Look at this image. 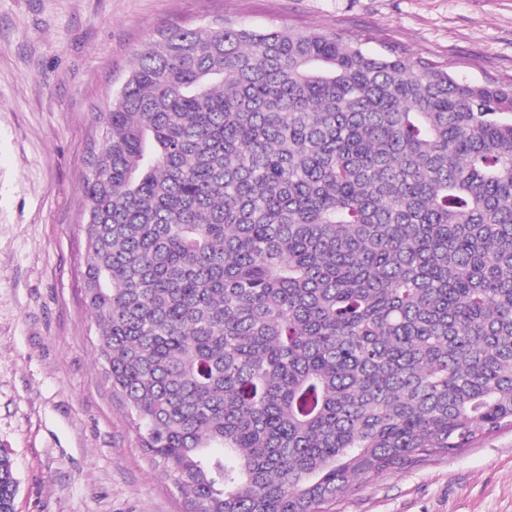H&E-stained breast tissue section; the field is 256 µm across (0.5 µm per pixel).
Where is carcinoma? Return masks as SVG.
<instances>
[{
    "label": "carcinoma",
    "instance_id": "carcinoma-1",
    "mask_svg": "<svg viewBox=\"0 0 512 512\" xmlns=\"http://www.w3.org/2000/svg\"><path fill=\"white\" fill-rule=\"evenodd\" d=\"M96 118L97 352L187 512H331L512 428V83L224 21Z\"/></svg>",
    "mask_w": 512,
    "mask_h": 512
}]
</instances>
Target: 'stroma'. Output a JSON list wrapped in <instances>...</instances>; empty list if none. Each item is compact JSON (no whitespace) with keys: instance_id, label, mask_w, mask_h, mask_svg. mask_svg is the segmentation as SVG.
<instances>
[{"instance_id":"35a3bbf8","label":"stroma","mask_w":512,"mask_h":512,"mask_svg":"<svg viewBox=\"0 0 512 512\" xmlns=\"http://www.w3.org/2000/svg\"><path fill=\"white\" fill-rule=\"evenodd\" d=\"M335 31L512 83V0H0V453L14 512H186L145 455L85 303L94 112L158 29ZM332 512H512V428L361 479Z\"/></svg>"}]
</instances>
